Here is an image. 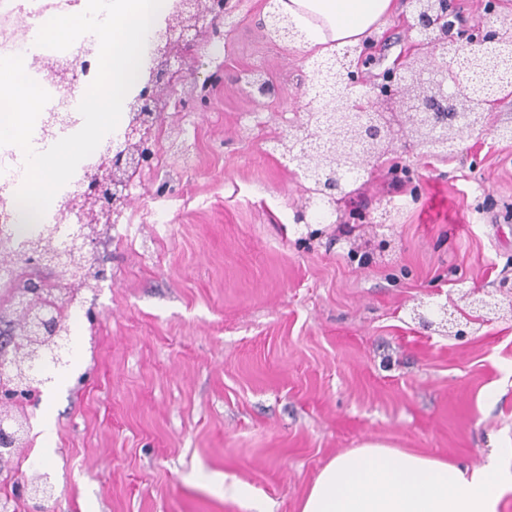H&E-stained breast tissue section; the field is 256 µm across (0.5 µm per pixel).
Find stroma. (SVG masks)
<instances>
[{
	"instance_id": "stroma-1",
	"label": "stroma",
	"mask_w": 512,
	"mask_h": 512,
	"mask_svg": "<svg viewBox=\"0 0 512 512\" xmlns=\"http://www.w3.org/2000/svg\"><path fill=\"white\" fill-rule=\"evenodd\" d=\"M240 0L192 73L209 104L170 99L160 163L104 235L65 370L36 403L17 475L50 483L9 512H299L323 466L367 442L512 471V316L464 337L445 313L512 286V142L452 157L400 152L341 203L343 225L295 223L307 184L274 137L301 119L311 56ZM275 88L254 96L242 77ZM54 421L55 455L32 444ZM245 486L246 499L225 495Z\"/></svg>"
}]
</instances>
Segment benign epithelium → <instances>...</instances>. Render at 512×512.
<instances>
[{"mask_svg": "<svg viewBox=\"0 0 512 512\" xmlns=\"http://www.w3.org/2000/svg\"><path fill=\"white\" fill-rule=\"evenodd\" d=\"M230 12V0H180V21L158 37L151 75L128 104L131 119L122 145L105 150L94 173L78 186L72 211L76 212L78 223L97 230L95 234L80 235V247H98L99 232L112 226L116 216L126 209L133 176L152 167L158 151L153 129L160 116L159 102L176 93L177 84L189 71L187 64L200 37L217 33L224 15ZM486 15L488 25L484 31L474 36L456 33L451 0H413L408 27L419 36L415 52L387 68L382 83L367 90L362 89L360 73L362 67L377 58L376 38L361 44L351 56L313 62L304 85L315 91L316 101L326 96L333 99L334 111L324 115V124L334 132L339 147L335 150L324 141L313 142L294 126L289 136L296 140L300 152H284L282 158L292 162L310 155L318 159L333 157L335 165L304 166L301 173L306 180H322L323 195L334 200L336 194L343 192V163L348 157L365 156L356 162L358 170L365 173L374 168L376 160L396 155L399 140L411 141L428 154L450 155L465 136L489 130L488 112L499 100V84L512 77V14L499 11L498 2L493 0ZM267 20L270 34L296 42L298 33L288 17L269 11ZM436 48H450L452 55L432 70L427 58ZM42 292L44 289L33 284L5 303L12 310L25 311ZM470 306L477 311H493L500 308V303L488 294L473 293ZM0 335L8 343L25 336H55L57 325L51 315L37 312L23 329L10 320H1ZM33 358L49 359L63 368L67 365L66 346L58 344L33 354ZM41 393L36 386L25 393L14 388L0 390L1 447H13L23 431V423L12 417L11 409L21 400L39 399ZM6 476L22 495L49 493L47 485L30 487L10 472Z\"/></svg>", "mask_w": 512, "mask_h": 512, "instance_id": "obj_1", "label": "benign epithelium"}]
</instances>
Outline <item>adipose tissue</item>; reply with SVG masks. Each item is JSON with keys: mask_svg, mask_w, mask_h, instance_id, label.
<instances>
[{"mask_svg": "<svg viewBox=\"0 0 512 512\" xmlns=\"http://www.w3.org/2000/svg\"><path fill=\"white\" fill-rule=\"evenodd\" d=\"M299 33L297 44L326 60L359 45L394 0H274ZM512 473L498 461L467 469L366 443L320 471L301 512H499Z\"/></svg>", "mask_w": 512, "mask_h": 512, "instance_id": "obj_1", "label": "adipose tissue"}]
</instances>
